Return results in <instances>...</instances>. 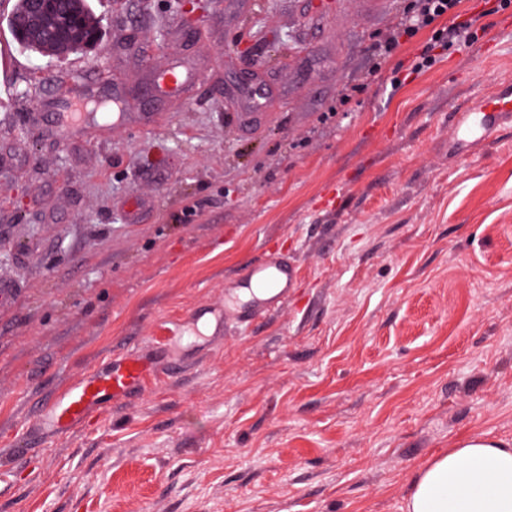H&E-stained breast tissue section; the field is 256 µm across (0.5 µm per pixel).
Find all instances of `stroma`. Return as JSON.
<instances>
[{"label": "stroma", "mask_w": 512, "mask_h": 512, "mask_svg": "<svg viewBox=\"0 0 512 512\" xmlns=\"http://www.w3.org/2000/svg\"><path fill=\"white\" fill-rule=\"evenodd\" d=\"M406 2L209 0L190 29L178 0H90L101 44L51 59L0 0V512H405L455 441L512 443V123L459 147L450 122L512 86V8L462 0L473 44L410 73L427 29L371 74ZM174 62L193 95L145 96ZM116 78L127 122L62 141L63 98ZM268 255L297 262L287 306L26 454L58 391Z\"/></svg>", "instance_id": "obj_1"}]
</instances>
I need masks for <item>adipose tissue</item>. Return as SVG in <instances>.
<instances>
[{
	"label": "adipose tissue",
	"mask_w": 512,
	"mask_h": 512,
	"mask_svg": "<svg viewBox=\"0 0 512 512\" xmlns=\"http://www.w3.org/2000/svg\"><path fill=\"white\" fill-rule=\"evenodd\" d=\"M406 512H512V444L461 440L419 473Z\"/></svg>",
	"instance_id": "1"
}]
</instances>
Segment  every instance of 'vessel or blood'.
Segmentation results:
<instances>
[{"instance_id":"obj_1","label":"vessel or blood","mask_w":512,"mask_h":512,"mask_svg":"<svg viewBox=\"0 0 512 512\" xmlns=\"http://www.w3.org/2000/svg\"><path fill=\"white\" fill-rule=\"evenodd\" d=\"M191 86L189 73L178 65L156 78L157 89L165 94L185 93ZM511 118L512 89L504 87L486 94L472 108L462 109L454 134L457 139L476 142ZM123 120L122 101L117 96L113 97L108 113L64 111L59 115L61 129L67 135L90 121L116 125ZM296 276V263L283 258L271 257L247 265L237 281L236 295L226 297L223 307L203 320L204 330L220 335L230 322H251L283 307ZM153 374L151 359L140 351L133 349L112 358L67 387L41 412L32 439L45 442L62 438L116 401L138 398Z\"/></svg>"}]
</instances>
